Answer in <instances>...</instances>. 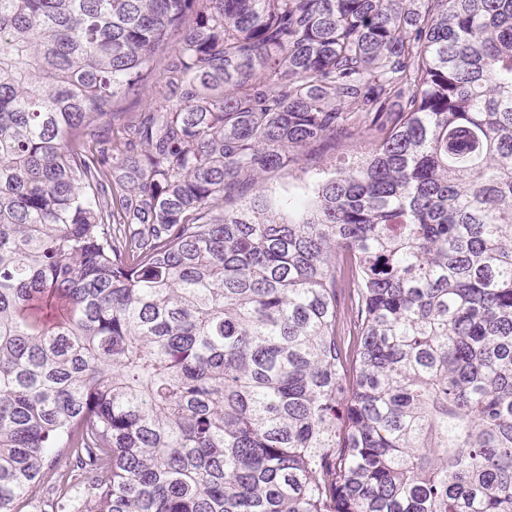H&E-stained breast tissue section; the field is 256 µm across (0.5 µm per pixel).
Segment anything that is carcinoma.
Instances as JSON below:
<instances>
[{
  "mask_svg": "<svg viewBox=\"0 0 512 512\" xmlns=\"http://www.w3.org/2000/svg\"><path fill=\"white\" fill-rule=\"evenodd\" d=\"M40 490L512 512V0H0V512ZM165 56L166 54L156 55L152 74L135 94H130L117 100L114 107L116 112H142L146 104L150 103L151 100H155L158 85L166 79L164 70L166 65ZM363 146L364 140L359 135L340 139L336 141V151L329 150L325 153L319 150L307 162L293 167L288 175L268 176L265 180L266 193L272 199L300 195L304 192L305 186L319 176V169L324 167L334 154H336V160L354 159L362 152ZM302 167L306 170L304 171Z\"/></svg>",
  "mask_w": 512,
  "mask_h": 512,
  "instance_id": "obj_1",
  "label": "carcinoma"
}]
</instances>
